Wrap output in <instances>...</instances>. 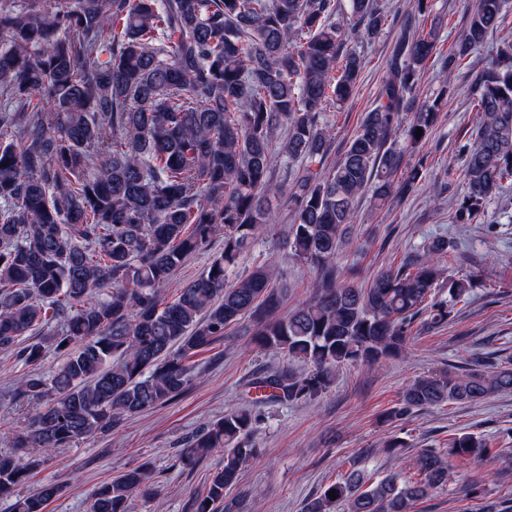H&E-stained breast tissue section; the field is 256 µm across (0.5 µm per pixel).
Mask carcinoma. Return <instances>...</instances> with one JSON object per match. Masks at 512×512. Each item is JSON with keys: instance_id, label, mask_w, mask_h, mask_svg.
<instances>
[{"instance_id": "1", "label": "carcinoma", "mask_w": 512, "mask_h": 512, "mask_svg": "<svg viewBox=\"0 0 512 512\" xmlns=\"http://www.w3.org/2000/svg\"><path fill=\"white\" fill-rule=\"evenodd\" d=\"M348 9L342 26L339 0H0V349L32 367L17 386L26 426L15 447L65 448L169 403L190 385L192 358L247 318L255 346L313 367L257 378L288 404L315 399L338 367L403 353L417 319L439 328L468 299L469 279L443 277L445 238L365 286L342 279L335 259L359 198L369 193L381 209L418 188L425 160L401 174L405 154L431 136L451 77L502 27L506 0H474L443 61L440 96L420 105L439 26L433 0H415L374 106L329 164L322 114L355 92L363 61L353 44L388 24L380 0H349ZM473 102V141L460 148V168L448 169L466 187L455 224L472 223L512 185V42L477 75ZM283 130L282 154L299 168L285 167L278 182L273 142ZM288 180L287 246L317 277L310 298L278 316L272 265L232 283L229 275L273 223L269 195ZM218 236L223 251L169 295L173 273ZM55 321L61 331L20 345ZM49 347L61 363L45 375ZM511 390L512 367L475 362L415 378L387 418ZM259 422L241 407L188 440L184 466L224 449L193 512L247 508L255 493L228 499L224 489L255 457ZM491 452L484 437L462 433L421 451L416 480L354 465L304 512H413L452 481L453 460ZM38 465L0 452V498L11 512H45L60 491L22 492ZM154 491L153 469L142 465L101 486L88 512H129L134 493Z\"/></svg>"}]
</instances>
